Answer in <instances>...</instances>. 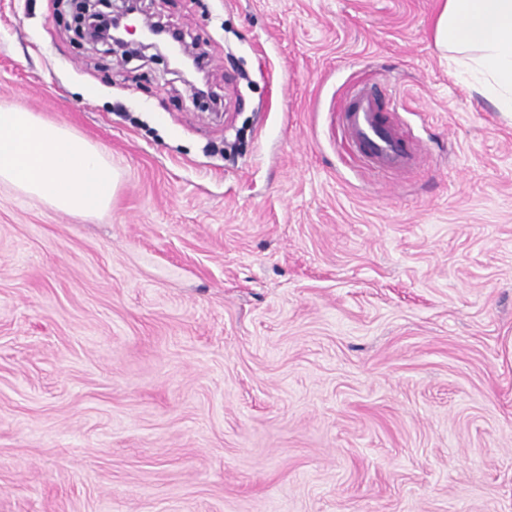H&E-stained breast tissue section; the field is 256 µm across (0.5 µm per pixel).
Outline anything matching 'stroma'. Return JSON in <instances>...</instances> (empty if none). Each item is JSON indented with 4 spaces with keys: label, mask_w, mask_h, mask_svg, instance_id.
I'll return each instance as SVG.
<instances>
[{
    "label": "stroma",
    "mask_w": 512,
    "mask_h": 512,
    "mask_svg": "<svg viewBox=\"0 0 512 512\" xmlns=\"http://www.w3.org/2000/svg\"><path fill=\"white\" fill-rule=\"evenodd\" d=\"M441 0H148L222 97L0 0V105L104 146L108 211L0 184V512H512V119ZM385 88L425 157L336 114ZM381 94V90H361L340 112L341 124L358 160L376 171L396 173L421 154L402 126L383 114Z\"/></svg>",
    "instance_id": "obj_1"
}]
</instances>
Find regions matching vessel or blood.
I'll list each match as a JSON object with an SVG mask.
<instances>
[{
  "mask_svg": "<svg viewBox=\"0 0 512 512\" xmlns=\"http://www.w3.org/2000/svg\"><path fill=\"white\" fill-rule=\"evenodd\" d=\"M380 92L361 90L343 108L340 117L346 142L356 158L382 172L408 167L419 150L402 126L384 115Z\"/></svg>",
  "mask_w": 512,
  "mask_h": 512,
  "instance_id": "1",
  "label": "vessel or blood"
}]
</instances>
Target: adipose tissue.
<instances>
[{
    "mask_svg": "<svg viewBox=\"0 0 512 512\" xmlns=\"http://www.w3.org/2000/svg\"><path fill=\"white\" fill-rule=\"evenodd\" d=\"M435 38L472 91L512 113V0H442ZM117 180L103 147L26 108L0 106V183L60 211L98 215Z\"/></svg>",
    "mask_w": 512,
    "mask_h": 512,
    "instance_id": "ef3b65f1",
    "label": "adipose tissue"
}]
</instances>
